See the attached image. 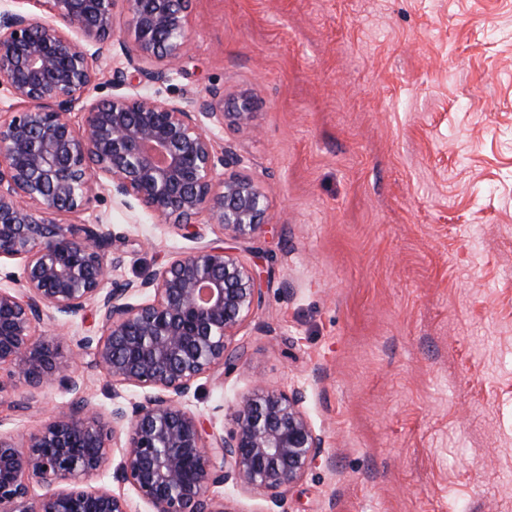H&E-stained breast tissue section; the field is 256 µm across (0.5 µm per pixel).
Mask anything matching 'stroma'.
Here are the masks:
<instances>
[{"label":"stroma","instance_id":"obj_1","mask_svg":"<svg viewBox=\"0 0 512 512\" xmlns=\"http://www.w3.org/2000/svg\"><path fill=\"white\" fill-rule=\"evenodd\" d=\"M178 67L161 98L251 99L219 141L266 225L194 241L108 196L80 219L113 232L114 279L198 242L258 265L263 301L190 408L222 436L256 386L300 397L322 448L284 512H512V0H192ZM46 328L82 388L0 395V430L112 405L77 348L96 310Z\"/></svg>","mask_w":512,"mask_h":512}]
</instances>
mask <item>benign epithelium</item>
Here are the masks:
<instances>
[{"label":"benign epithelium","mask_w":512,"mask_h":512,"mask_svg":"<svg viewBox=\"0 0 512 512\" xmlns=\"http://www.w3.org/2000/svg\"><path fill=\"white\" fill-rule=\"evenodd\" d=\"M45 16L0 8V86L19 104L0 116V263L23 269L0 287V394L19 385L79 389L57 338L39 332L93 306L100 337L87 338L112 380V409L86 399L38 429L0 431V512H134L130 500L87 485L110 471L147 512H237L213 488L233 482L272 507L320 454L321 439L283 391L258 390L234 409L236 427L208 438L187 407L196 383L231 365L229 346L262 301L261 277L230 250L203 245L174 254L138 283L112 280L122 257L99 224L71 221L109 194L183 236L199 216L235 239L265 225L267 197L252 179L219 172L215 131L247 129L246 97L197 103L143 89L179 73L192 0H35ZM126 22L125 66L112 94L88 97L94 62L114 50V11ZM81 112L80 125L71 120ZM137 398L123 402V391ZM120 460L111 467L110 443Z\"/></svg>","instance_id":"7a95c632"}]
</instances>
